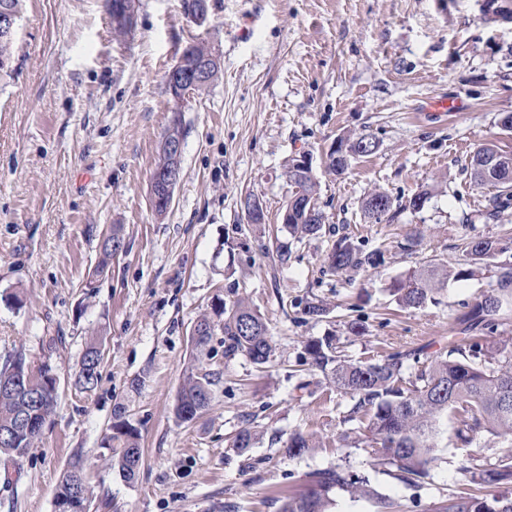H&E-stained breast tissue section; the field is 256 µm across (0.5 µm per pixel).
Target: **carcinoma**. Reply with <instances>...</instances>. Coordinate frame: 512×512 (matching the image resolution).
<instances>
[{
	"label": "carcinoma",
	"instance_id": "obj_1",
	"mask_svg": "<svg viewBox=\"0 0 512 512\" xmlns=\"http://www.w3.org/2000/svg\"><path fill=\"white\" fill-rule=\"evenodd\" d=\"M14 73L13 41L0 38V77ZM470 176L479 186H491L497 190L493 200L495 210L512 200V153L499 150L493 144L479 147L470 157ZM298 191L311 197L316 195L317 183L311 172H296L288 167L286 172ZM322 214L306 219L297 214L286 224L289 234L300 240L314 236L321 230ZM122 242L118 228L106 235L100 251L99 261L92 278L86 282L91 288L94 279L106 273ZM508 251L497 239L471 238L464 242V252L470 267L455 273L464 279L474 274L473 267ZM379 255H361L352 244L342 239L336 243L328 256L329 266L335 271L358 269L365 264L373 265ZM448 282L447 268L434 259L410 271L407 277L395 286L399 304L408 308H421L434 299V294ZM512 293V270L503 268L496 287L483 296ZM221 308L215 314L203 313L196 322H211L218 316L216 325L224 335V356L239 353L256 365H264L273 352L271 336L260 314L248 302L237 299L230 303L217 298ZM499 316L485 313L482 300L459 320L460 332L465 334L461 342L448 350L420 360L408 353L396 352L381 361L352 362L345 359L334 343V337L310 341L306 346L309 358L321 371L330 372L334 386L355 399L349 419L360 413L368 418L367 429L372 436L371 453L376 464L394 470L397 479L416 484L430 474L436 460L440 421L445 417L456 420L455 435L463 443L471 442L477 435L487 432L505 442H512V356L506 346L492 341L486 348L473 341L471 334L484 329H495ZM103 340L93 337L86 343L75 384L83 391H91L98 383L99 369L103 360ZM23 377L28 392L42 397L36 418L46 426L57 405L58 394L50 387L47 371L33 373L21 352L8 356L0 364V383H10ZM217 374L209 369L203 359H197L189 369L179 389L174 413L178 420L190 422L211 403ZM28 402L21 391L0 390V432L14 428L20 415L26 412ZM112 433L104 445L120 443V452L109 458L110 465L118 469L127 481L135 480L141 465L142 452L131 459L128 449L139 447L138 431L127 420L116 414L111 426ZM40 437L38 432L18 431L7 446L0 445V454L18 460ZM257 441V434L249 429L240 430L232 440L230 449L234 454H246ZM315 447L312 438L302 432L295 433L288 444L290 456H300ZM495 479L487 478V471L462 468L467 474L465 488L452 492L435 504L434 512H482L492 506L512 512V496L489 494L493 485L512 484V448L501 449L498 456ZM84 482L88 500H93V490L88 481L83 455L75 453L69 468L60 481L57 493L72 491V483ZM347 492L352 498L375 500L381 512H391L393 504L380 496L366 479H353L342 468H328L310 473L307 486L296 492L282 495L280 512H326L330 493L335 490Z\"/></svg>",
	"mask_w": 512,
	"mask_h": 512
}]
</instances>
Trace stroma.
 <instances>
[{"mask_svg":"<svg viewBox=\"0 0 512 512\" xmlns=\"http://www.w3.org/2000/svg\"><path fill=\"white\" fill-rule=\"evenodd\" d=\"M191 43L210 47L216 81L183 101L167 72ZM15 72L0 79V361L25 354L59 378L55 413L26 455H0V512H54L74 452L88 459L91 512H278L282 493L316 469L368 479L395 512H431L463 483L462 466L495 463L501 442L484 433L461 443L440 423L426 483H403L375 464L365 424L348 420L349 394L306 363L309 340L337 336L354 361L398 350H449L452 328L512 265V204L494 209V188L472 184L473 152H512V24H486L478 0H210L199 26L181 0H137L129 34H112L105 0H24ZM458 102L455 112L431 101ZM184 131L181 179L157 214L151 173L173 117ZM371 138L344 174L325 161L341 139ZM310 160L323 228L291 241L280 213L295 191L290 160ZM428 199L412 210L420 191ZM390 196L392 219L365 217V199ZM259 199L248 223L244 197ZM495 218H488V211ZM120 227L125 249L93 278L100 244ZM349 237L378 265L330 271L326 257ZM419 237L416 251H404ZM491 237L508 252L474 277L449 279L435 303L404 309L396 281L431 259L464 266L463 243ZM290 241L280 263L277 241ZM95 288H86L87 280ZM18 293L23 306L7 303ZM257 309L275 352L265 365L206 345L220 382L196 420L173 408L196 349L190 335L215 298ZM328 308L321 320L306 302ZM359 332H352L350 322ZM101 336L98 384H73L85 344ZM140 435L133 482L101 458L116 412ZM245 428L259 442L244 456L229 444ZM316 449L285 448L295 431Z\"/></svg>","mask_w":512,"mask_h":512,"instance_id":"35a3bbf8","label":"stroma"}]
</instances>
